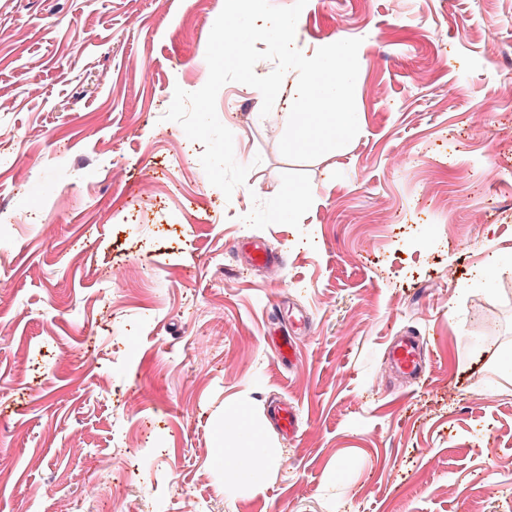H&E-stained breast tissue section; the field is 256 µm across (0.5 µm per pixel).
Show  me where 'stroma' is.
I'll return each instance as SVG.
<instances>
[{"mask_svg": "<svg viewBox=\"0 0 512 512\" xmlns=\"http://www.w3.org/2000/svg\"><path fill=\"white\" fill-rule=\"evenodd\" d=\"M223 5L0 0V512H79L95 477L100 512H512V0H308L297 48L361 42L359 132L289 160L224 85L229 198L164 118ZM414 332L411 387L387 347ZM232 406L278 458L240 489ZM294 325L291 324V330L282 328L271 336L272 344L282 362L292 365L295 362L296 337Z\"/></svg>", "mask_w": 512, "mask_h": 512, "instance_id": "stroma-1", "label": "stroma"}]
</instances>
